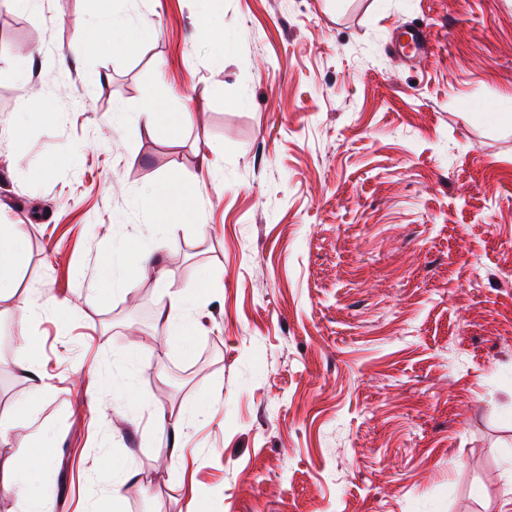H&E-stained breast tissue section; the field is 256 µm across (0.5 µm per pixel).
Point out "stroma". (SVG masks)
<instances>
[{
  "label": "stroma",
  "instance_id": "obj_1",
  "mask_svg": "<svg viewBox=\"0 0 512 512\" xmlns=\"http://www.w3.org/2000/svg\"><path fill=\"white\" fill-rule=\"evenodd\" d=\"M200 7L0 0V476L44 440L53 512L123 471L120 512H512V0H223L220 66ZM112 11L151 38L73 56ZM167 180L198 194L146 237ZM21 232L17 224L0 226V298L13 289V275L21 253ZM193 305V298L180 290L170 291L168 302L159 312V320L166 328L168 335L185 340L191 336L193 326L186 321L187 311ZM153 424L162 431L168 430L171 439L170 458L179 459L182 456V438L184 424L181 420L171 421V414H167L164 409L158 408L153 413Z\"/></svg>",
  "mask_w": 512,
  "mask_h": 512
}]
</instances>
